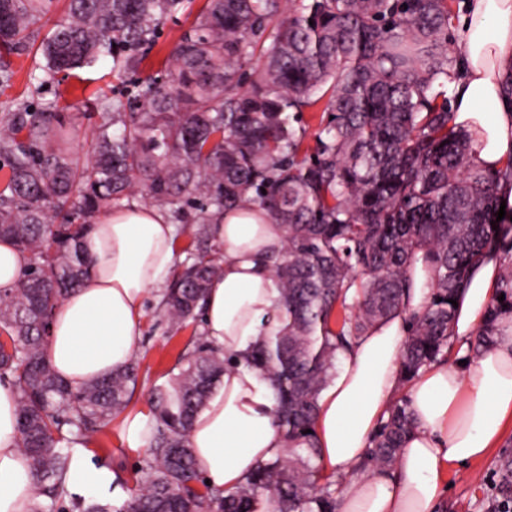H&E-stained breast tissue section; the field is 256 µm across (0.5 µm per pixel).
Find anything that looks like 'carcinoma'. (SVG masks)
I'll return each mask as SVG.
<instances>
[{"label":"carcinoma","instance_id":"1","mask_svg":"<svg viewBox=\"0 0 512 512\" xmlns=\"http://www.w3.org/2000/svg\"><path fill=\"white\" fill-rule=\"evenodd\" d=\"M54 0H0V87L10 57L32 53L34 26ZM189 0H67L41 41L38 87L112 59L135 71L162 21ZM449 0H207L167 59L123 100L101 93L90 156L66 147L57 106L19 103L0 118V238L28 262L0 292V380L18 394L20 447L52 512L66 494L71 444L105 428L136 396L140 360L74 388L46 348L52 312L78 287L90 261L81 247L103 209L139 193L193 222L195 238L243 203L264 207L286 229L273 265L284 320L259 337L247 364L268 380L284 453L261 463L235 491L205 484L188 436L195 414L224 376V352L190 340L167 379L153 386L145 478L121 504L78 502V512H336L338 488L322 482L315 430L318 399L339 353L374 324L408 315L402 383L444 357L456 298L475 259L505 225L495 186L512 170L473 163L474 144L453 124L443 87L457 75L448 55ZM322 106L315 146L305 112ZM199 205L192 216L187 207ZM498 229H493V226ZM431 267L429 303L411 306L419 250ZM219 258L187 250L161 293L171 330L202 317ZM477 345L493 341L512 303V257ZM414 429L405 398L380 427L371 459L389 467ZM277 496H271V490Z\"/></svg>","mask_w":512,"mask_h":512}]
</instances>
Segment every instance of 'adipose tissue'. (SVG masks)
I'll return each instance as SVG.
<instances>
[{
	"label": "adipose tissue",
	"instance_id": "1",
	"mask_svg": "<svg viewBox=\"0 0 512 512\" xmlns=\"http://www.w3.org/2000/svg\"><path fill=\"white\" fill-rule=\"evenodd\" d=\"M458 47L463 77L449 85L455 124L471 134L478 166H512V103L500 84L512 69V0H466ZM285 228L247 204L219 217L212 238L223 248L220 270L203 311L207 341L234 363L196 415L189 446L212 488L234 491L285 446L274 423V400L262 374L247 365L261 332L278 323L269 266ZM82 248L89 276L55 307L47 356L72 386L124 367L144 328L147 294L162 289L176 262L175 226L158 207L131 203L103 210ZM502 251L470 270L456 301L449 359L402 384L399 364L409 333L396 315L360 336L319 398L321 463L343 475L336 512H436L448 491V470L484 460L512 423V311L494 341L474 348L487 311L500 295ZM405 395L415 430L395 470L362 464L398 395ZM18 394L0 382V512H30L39 487L19 446Z\"/></svg>",
	"mask_w": 512,
	"mask_h": 512
}]
</instances>
